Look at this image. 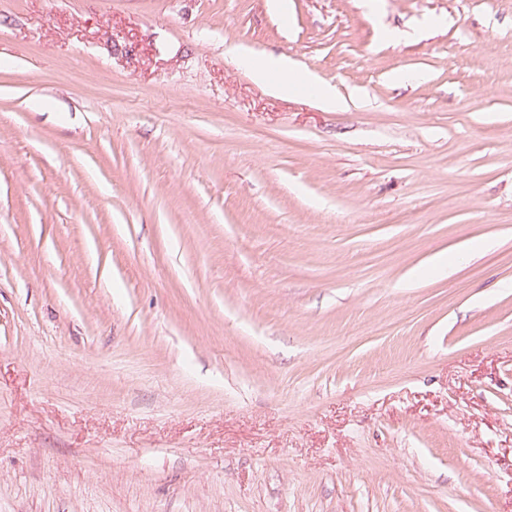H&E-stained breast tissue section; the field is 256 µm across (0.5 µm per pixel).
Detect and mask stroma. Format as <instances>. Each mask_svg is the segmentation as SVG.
Listing matches in <instances>:
<instances>
[{"label":"stroma","instance_id":"35a3bbf8","mask_svg":"<svg viewBox=\"0 0 512 512\" xmlns=\"http://www.w3.org/2000/svg\"><path fill=\"white\" fill-rule=\"evenodd\" d=\"M0 512H512V0H0ZM240 61L249 68L256 82L269 85L271 90L278 95H288L298 84L318 88V83L312 75L298 73L288 58L284 56L258 59L252 52L243 49L240 52ZM273 74H277L278 79L271 83ZM317 94L323 107L329 111L344 107L343 101L333 92L318 88Z\"/></svg>","mask_w":512,"mask_h":512}]
</instances>
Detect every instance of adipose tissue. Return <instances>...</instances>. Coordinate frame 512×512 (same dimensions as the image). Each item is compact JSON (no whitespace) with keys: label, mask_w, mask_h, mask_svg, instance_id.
Here are the masks:
<instances>
[{"label":"adipose tissue","mask_w":512,"mask_h":512,"mask_svg":"<svg viewBox=\"0 0 512 512\" xmlns=\"http://www.w3.org/2000/svg\"><path fill=\"white\" fill-rule=\"evenodd\" d=\"M240 61L249 68L256 82L269 85L279 95L288 94L297 85L305 84L316 88L323 107L330 111L343 108V101L333 92L319 88L316 79L309 74L303 75L296 71L286 57L256 58L249 50H242Z\"/></svg>","instance_id":"adipose-tissue-1"}]
</instances>
